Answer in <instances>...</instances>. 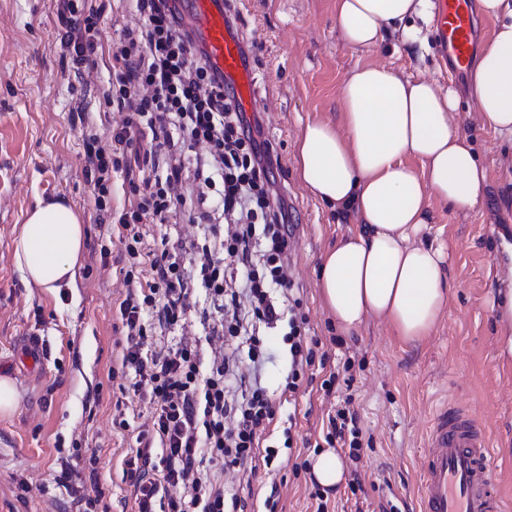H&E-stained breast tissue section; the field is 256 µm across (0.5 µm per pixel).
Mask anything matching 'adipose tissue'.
<instances>
[{
    "label": "adipose tissue",
    "mask_w": 512,
    "mask_h": 512,
    "mask_svg": "<svg viewBox=\"0 0 512 512\" xmlns=\"http://www.w3.org/2000/svg\"><path fill=\"white\" fill-rule=\"evenodd\" d=\"M430 0H336V24L352 49L377 46L381 33L427 16ZM499 25L472 79L483 123L512 137V0H481ZM342 122H307L296 173L311 195L352 212L356 231L322 256L318 288L343 333L370 317L415 344L435 329L454 284L441 247L424 242L432 201L476 207L487 182L455 121L452 91L363 63L340 87ZM420 169L409 166V159ZM84 246L81 215L61 201L38 202L15 240L23 279L53 292L75 281Z\"/></svg>",
    "instance_id": "1"
}]
</instances>
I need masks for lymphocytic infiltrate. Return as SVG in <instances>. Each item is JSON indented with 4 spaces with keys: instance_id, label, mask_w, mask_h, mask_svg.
Returning <instances> with one entry per match:
<instances>
[{
    "instance_id": "obj_1",
    "label": "lymphocytic infiltrate",
    "mask_w": 512,
    "mask_h": 512,
    "mask_svg": "<svg viewBox=\"0 0 512 512\" xmlns=\"http://www.w3.org/2000/svg\"><path fill=\"white\" fill-rule=\"evenodd\" d=\"M136 8L142 23L123 30L112 53L116 82L103 92L129 117L120 131L105 136L88 112H77L90 143L83 172L97 190L98 214L112 211V173L130 166V146L139 147L144 162L166 165L164 179L131 183L130 207L118 218L126 294L117 308L125 343L116 371L149 409L126 473L136 512H246L247 501L213 468L219 464L250 479L277 456L261 446L281 403L259 377L268 355L258 327L288 323L287 393L298 390L314 365L319 341L309 333L301 299L285 309L272 295L292 285L293 241L260 123L247 118L223 75L202 58L174 0H136ZM56 10L59 45L72 70L81 72L95 63L104 6L99 0H56ZM189 167L204 190L182 188ZM212 191L229 229L198 256L201 286L223 308L217 331L222 344L206 365L188 344L144 349L145 314L171 330L184 325L189 304L179 255L146 245L139 224H166L182 211L193 221L211 220L205 204ZM325 441L358 458L356 414L336 407L327 416Z\"/></svg>"
}]
</instances>
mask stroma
<instances>
[{
	"instance_id": "1",
	"label": "stroma",
	"mask_w": 512,
	"mask_h": 512,
	"mask_svg": "<svg viewBox=\"0 0 512 512\" xmlns=\"http://www.w3.org/2000/svg\"><path fill=\"white\" fill-rule=\"evenodd\" d=\"M335 0H236L239 29L252 44L249 65L262 102L264 130L282 166L274 173L293 209L295 250L291 278L303 293L311 331L327 354L312 366L290 403L280 408L266 443L278 452L271 470L259 471L247 512H267L278 489L277 512H313L309 473L297 463L315 455L322 424L335 398L321 384L353 361L351 396L368 447L346 463V482L329 493L335 512H418V486L426 431L441 400L467 407L490 432V465L499 487L512 493V359L501 350L511 331L499 306L512 288L498 264L512 259V138L484 126L471 92L472 70L452 72L438 57L433 24L414 19L417 40L387 29L370 49L349 48L338 29ZM134 0H107L98 24L94 66L69 72L57 42L54 0H0V375L19 393L14 413L0 414V512H134L124 461L136 446L135 429L148 409L111 376L122 335L116 307L123 274L102 251L119 241L96 220L94 188L82 172L85 145L70 121L75 102L100 113L105 129L124 112L106 107L99 93L114 77L109 48L124 28L138 24ZM388 66L427 80L458 97L459 130L487 171L478 205L470 210L436 203L429 242L444 246L455 284L448 308L431 336L409 345L381 319L369 318L341 334L324 310L317 288L323 252L357 222L315 199L296 176L295 142L310 120L339 123L338 90L357 63ZM67 199L81 214L85 241L73 285L51 294L23 283L14 242L38 200ZM154 248L181 246L190 255L206 227L177 217L140 227ZM287 325L264 337L274 360L263 372L269 390L288 374ZM39 336L46 365L38 374L17 361V341ZM296 425L285 437L287 418ZM128 429H121V422ZM362 489L352 492L351 479Z\"/></svg>"
}]
</instances>
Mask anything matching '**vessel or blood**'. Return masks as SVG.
<instances>
[{"label": "vessel or blood", "instance_id": "1", "mask_svg": "<svg viewBox=\"0 0 512 512\" xmlns=\"http://www.w3.org/2000/svg\"><path fill=\"white\" fill-rule=\"evenodd\" d=\"M177 6L191 21L202 57L233 87L243 111L259 110L254 73L227 22L223 0H177ZM472 27L471 0H434L437 46L456 70L470 64ZM21 351L24 369L36 371L44 360L42 341L27 337ZM488 455L484 426L466 408L442 403L427 437L420 512H512V497L497 489Z\"/></svg>", "mask_w": 512, "mask_h": 512}]
</instances>
